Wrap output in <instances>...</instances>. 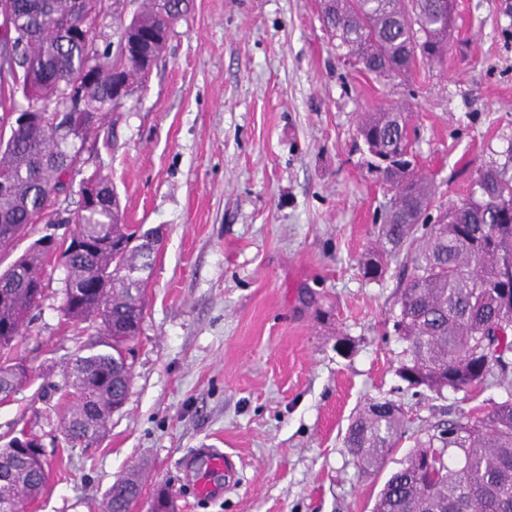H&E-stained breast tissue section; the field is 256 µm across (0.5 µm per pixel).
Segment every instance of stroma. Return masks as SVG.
I'll list each match as a JSON object with an SVG mask.
<instances>
[{
  "instance_id": "obj_1",
  "label": "stroma",
  "mask_w": 512,
  "mask_h": 512,
  "mask_svg": "<svg viewBox=\"0 0 512 512\" xmlns=\"http://www.w3.org/2000/svg\"><path fill=\"white\" fill-rule=\"evenodd\" d=\"M192 3L83 168L111 178L126 223L163 234L127 399L98 445L67 446L64 369L79 342L61 310L65 270L48 266L16 346L34 377L0 403V447L22 431L44 446L48 487L30 512H100L132 469L145 476L134 512L163 489L175 512H371L416 435L483 418L505 390L492 376L438 395L398 376L393 321L411 266L359 272L386 196L357 123L407 112L439 204L467 198L483 166L512 155V15L506 0H456L446 61L378 79L344 62L321 0ZM380 397L408 434L363 474L343 438ZM199 448L237 465L219 499L194 493Z\"/></svg>"
}]
</instances>
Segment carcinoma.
<instances>
[{"label":"carcinoma","mask_w":512,"mask_h":512,"mask_svg":"<svg viewBox=\"0 0 512 512\" xmlns=\"http://www.w3.org/2000/svg\"><path fill=\"white\" fill-rule=\"evenodd\" d=\"M15 24L26 39L20 81H0V171L11 187L0 191V254L9 255L42 218L62 174L81 173L74 164L67 123L84 136L120 107L113 95L118 77L132 81L144 72L140 60L159 58L173 24L187 13L190 0H149L118 32L126 53L99 54L68 31L84 22L76 0H10ZM453 0H325L322 17L344 57L378 77L405 75L415 57L442 62L448 54ZM94 67L95 80L83 112H62L55 88ZM37 97L42 112L25 124L11 118L17 96ZM408 118L383 109L367 113L357 134L372 156H407ZM512 156L480 170L475 188L462 201L427 223L435 202L431 180L406 166H375L392 193L378 236L381 250L359 263L362 277L379 280L384 258L406 252L412 271L400 294L394 322L401 352L399 377L412 387L441 393L466 390L484 382L492 370L502 378L512 371ZM101 199L80 206L73 219L80 250L45 234L0 269V401L31 381L32 370L15 353L45 283L48 250H61L66 274L63 315L78 325L95 324L104 340L79 346L64 377L68 399L63 436L71 447L89 448L107 429L131 385L128 345L140 331L148 280L124 274L130 264L150 269L159 229L122 222L117 193L109 177L93 174ZM423 231L424 244L413 247ZM405 433V418L395 402H369L351 421L343 446L355 466L366 472L382 463ZM430 458L429 468L420 462ZM14 440L0 448V480L19 505L38 497L46 473L27 461ZM141 477L115 480L102 512H131ZM372 512H512V390L476 422L452 421L417 438L415 450L376 497Z\"/></svg>","instance_id":"cac0c4a2"}]
</instances>
